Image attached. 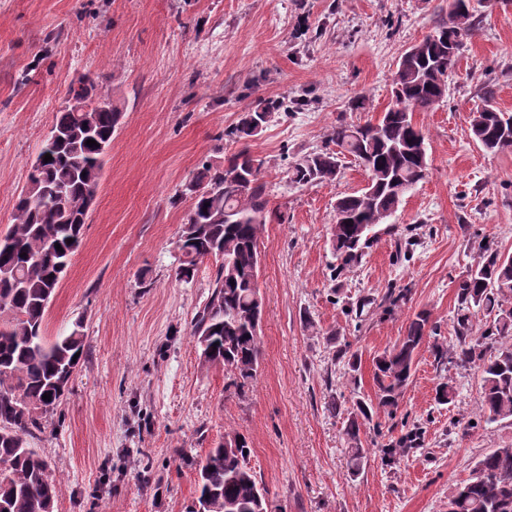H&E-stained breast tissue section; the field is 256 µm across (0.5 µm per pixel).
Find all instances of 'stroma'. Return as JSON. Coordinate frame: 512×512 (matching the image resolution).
<instances>
[{"instance_id":"obj_1","label":"stroma","mask_w":512,"mask_h":512,"mask_svg":"<svg viewBox=\"0 0 512 512\" xmlns=\"http://www.w3.org/2000/svg\"><path fill=\"white\" fill-rule=\"evenodd\" d=\"M449 0H0V232L13 222L30 163L68 91L84 78L123 117L105 158L83 243L55 290L47 341L81 326L85 356L47 428L30 445L61 482L56 512H186L199 464L225 432L243 434L272 512H447L448 498L487 452L512 445V424L477 422L480 375L450 370L457 391L436 404L440 373L421 348L399 413L425 429L423 448L388 466L371 455L350 477L345 416L327 410L374 393L372 359L415 313L453 343L459 282L488 240L512 254V152L471 133L491 89L512 114V4L482 0L448 95L414 122L429 175L402 200L359 266L332 279L336 200L368 182L353 157L335 181L294 186L288 168L320 150L339 122L388 105L397 62L448 17ZM366 96L369 112L352 110ZM305 98L250 143L265 161L271 206L259 287L262 361L245 393L202 367L192 336L208 274L175 278L189 212L184 185L203 160L237 147L225 127L264 99ZM421 227L411 260L395 228ZM409 289L393 315L355 323L345 298ZM350 345L356 377L334 357Z\"/></svg>"}]
</instances>
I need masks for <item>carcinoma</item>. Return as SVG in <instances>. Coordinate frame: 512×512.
<instances>
[{
    "label": "carcinoma",
    "mask_w": 512,
    "mask_h": 512,
    "mask_svg": "<svg viewBox=\"0 0 512 512\" xmlns=\"http://www.w3.org/2000/svg\"><path fill=\"white\" fill-rule=\"evenodd\" d=\"M476 21L470 0H453L448 21L435 37L413 45L409 63L397 67L392 98L381 115L364 123L341 121L332 129L336 149L309 153L288 170L292 184L304 186L336 180L341 158L350 155L368 174L367 187L336 200L330 225L336 256L334 277L361 263L375 238L373 229L395 214L405 195L427 176L426 136L413 122V113L427 112L442 102L459 54L452 47L473 35ZM79 106L56 113L51 137L37 162L30 166L27 184L15 205L14 223L0 236V270L15 277L0 278V512H55L60 483L29 439L45 429L48 417L61 403L67 381L63 375L78 367L75 354L84 353L83 334H69L48 342L44 336L51 297L79 247L91 204L90 189L100 185L104 156L122 118V110L99 111L89 98L86 82L69 90ZM473 116L471 131L487 151H512V115L493 106ZM281 102L245 113L224 137L247 141L268 124ZM97 145L90 147L86 141ZM52 160L44 162L45 155ZM200 188L179 238L181 255L177 281L189 284L202 265L211 269V293L197 313L192 335L201 365L221 367L231 386L242 393L257 375L261 340L253 323L262 309L254 305L258 288L259 241L263 224L274 214L265 180V161L248 146L220 167L210 161L192 179ZM63 194L61 204L43 201L46 193ZM73 242H68V239ZM61 245L56 249L55 245ZM407 299V292L388 289L381 300L358 298L345 302V311L362 322L375 307L391 314ZM487 317L480 335L473 334L478 315ZM455 341L440 342L437 323L425 311L416 313L398 343L374 358L375 399L358 398L347 409L344 434L348 471L356 478L368 462L370 449L362 444L361 428L382 412L396 418L414 373L420 348L432 344L435 361L446 368H475L480 372L479 417L487 423L512 422V256L490 244L480 245L479 260L459 283L454 316ZM51 395L44 400L42 396ZM456 395L452 379L437 384L435 400L450 404ZM372 446L388 463L409 454L424 442L414 425L397 438ZM245 437L224 433V441L210 449L200 465L195 501L205 512H269L268 492L247 462ZM448 512H512V445L495 448L475 464L471 474L448 500Z\"/></svg>",
    "instance_id": "cac0c4a2"
}]
</instances>
